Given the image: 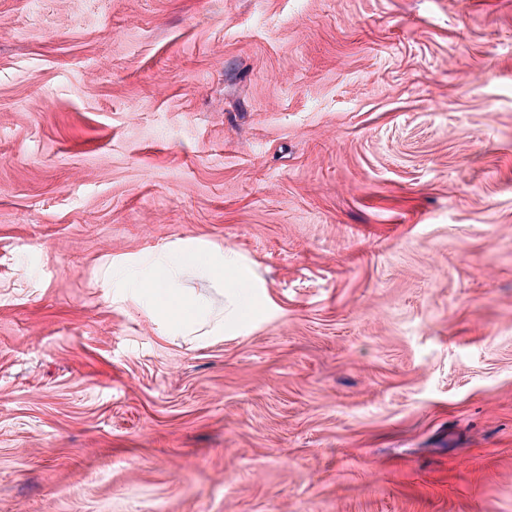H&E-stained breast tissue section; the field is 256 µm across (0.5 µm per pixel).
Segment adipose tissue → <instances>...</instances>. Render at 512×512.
I'll use <instances>...</instances> for the list:
<instances>
[{
  "mask_svg": "<svg viewBox=\"0 0 512 512\" xmlns=\"http://www.w3.org/2000/svg\"><path fill=\"white\" fill-rule=\"evenodd\" d=\"M138 277V295L148 312L165 321L180 336L221 337L238 325L243 312L244 286L252 285L251 270L227 249L185 246L148 261ZM196 273L214 283L222 298L219 307L184 288L182 278Z\"/></svg>",
  "mask_w": 512,
  "mask_h": 512,
  "instance_id": "ef3b65f1",
  "label": "adipose tissue"
}]
</instances>
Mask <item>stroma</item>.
<instances>
[{"label": "stroma", "instance_id": "35a3bbf8", "mask_svg": "<svg viewBox=\"0 0 512 512\" xmlns=\"http://www.w3.org/2000/svg\"><path fill=\"white\" fill-rule=\"evenodd\" d=\"M0 512H512V0H0ZM146 265L148 273L136 279L138 295L148 312L165 321L174 335L224 337L239 324L245 300L241 288H261L248 264L226 248L184 246ZM189 272L218 287L219 307L184 288L181 279Z\"/></svg>", "mask_w": 512, "mask_h": 512}]
</instances>
